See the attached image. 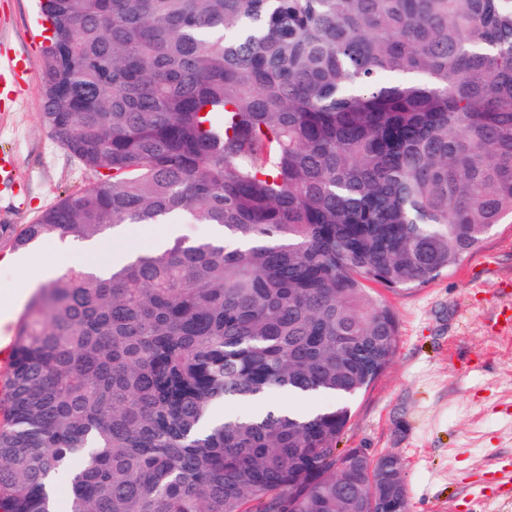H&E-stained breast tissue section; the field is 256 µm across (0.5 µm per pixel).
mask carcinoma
I'll list each match as a JSON object with an SVG mask.
<instances>
[{
    "instance_id": "carcinoma-1",
    "label": "carcinoma",
    "mask_w": 512,
    "mask_h": 512,
    "mask_svg": "<svg viewBox=\"0 0 512 512\" xmlns=\"http://www.w3.org/2000/svg\"><path fill=\"white\" fill-rule=\"evenodd\" d=\"M43 124L102 179L0 236L223 228L64 270L0 398V512H407L337 451L407 291L512 217V0H41ZM329 396L297 413L214 406Z\"/></svg>"
}]
</instances>
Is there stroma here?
<instances>
[{"label": "stroma", "instance_id": "35a3bbf8", "mask_svg": "<svg viewBox=\"0 0 512 512\" xmlns=\"http://www.w3.org/2000/svg\"><path fill=\"white\" fill-rule=\"evenodd\" d=\"M45 28L37 0H0V55L28 61L0 100V149L15 159L21 198L0 190V225L21 229L96 175L41 121ZM398 320V350L351 403L339 446L403 461L410 512H512V333L495 313L512 306V223L425 287L369 283Z\"/></svg>", "mask_w": 512, "mask_h": 512}]
</instances>
